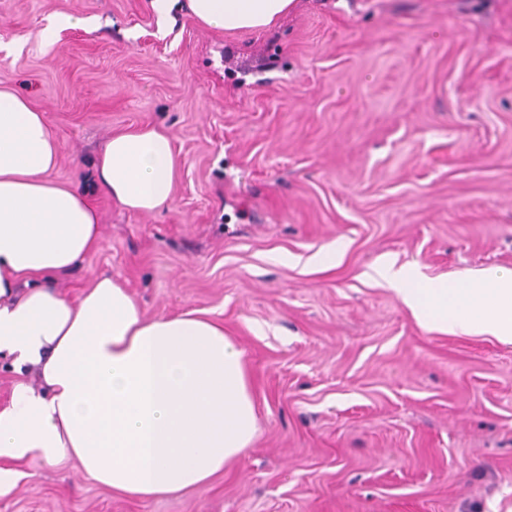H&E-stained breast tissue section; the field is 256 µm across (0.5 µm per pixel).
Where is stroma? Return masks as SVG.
Returning <instances> with one entry per match:
<instances>
[{
  "label": "stroma",
  "instance_id": "1",
  "mask_svg": "<svg viewBox=\"0 0 512 512\" xmlns=\"http://www.w3.org/2000/svg\"><path fill=\"white\" fill-rule=\"evenodd\" d=\"M185 2L0 0V85L44 112L54 179L100 213L58 290L109 275L146 317L221 322L257 439L148 500L30 463L0 512H512V342L429 330L379 271L512 274V0H296L236 34ZM62 14L88 24L40 40ZM144 122L179 153L159 213L93 178Z\"/></svg>",
  "mask_w": 512,
  "mask_h": 512
}]
</instances>
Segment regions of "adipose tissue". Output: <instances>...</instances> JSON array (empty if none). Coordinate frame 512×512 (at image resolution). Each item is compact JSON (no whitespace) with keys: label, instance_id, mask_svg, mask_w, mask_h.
I'll use <instances>...</instances> for the list:
<instances>
[{"label":"adipose tissue","instance_id":"adipose-tissue-1","mask_svg":"<svg viewBox=\"0 0 512 512\" xmlns=\"http://www.w3.org/2000/svg\"><path fill=\"white\" fill-rule=\"evenodd\" d=\"M293 0H187L203 27L266 28ZM60 143L25 96L0 87V354L39 383L18 382L0 407V493L33 461L79 463L133 498L208 482L243 459L258 435L243 354L216 320L186 311L149 319L119 280L100 276L71 300L57 279L99 242V217L52 173ZM178 157L150 124L112 134L94 169L103 193L137 212L167 208ZM416 320L445 332L512 340V275L423 283L394 272Z\"/></svg>","mask_w":512,"mask_h":512}]
</instances>
